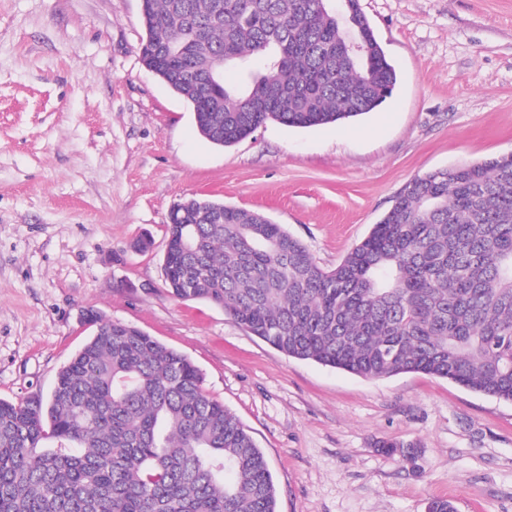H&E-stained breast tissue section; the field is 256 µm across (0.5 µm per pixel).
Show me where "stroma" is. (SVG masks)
Masks as SVG:
<instances>
[{"instance_id":"obj_1","label":"stroma","mask_w":512,"mask_h":512,"mask_svg":"<svg viewBox=\"0 0 512 512\" xmlns=\"http://www.w3.org/2000/svg\"><path fill=\"white\" fill-rule=\"evenodd\" d=\"M361 6L397 72L386 103L221 147L143 66L141 0H0V399L48 394L94 309L201 370L267 457L277 512H512V402L288 357L165 286L181 201L259 212L331 269L410 179L512 152V0Z\"/></svg>"}]
</instances>
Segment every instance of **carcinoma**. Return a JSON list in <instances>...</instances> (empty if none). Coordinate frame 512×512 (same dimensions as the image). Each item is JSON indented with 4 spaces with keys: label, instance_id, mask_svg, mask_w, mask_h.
<instances>
[{
    "label": "carcinoma",
    "instance_id": "cac0c4a2",
    "mask_svg": "<svg viewBox=\"0 0 512 512\" xmlns=\"http://www.w3.org/2000/svg\"><path fill=\"white\" fill-rule=\"evenodd\" d=\"M142 23V61L219 146L269 120L364 115L397 82L359 5L142 0ZM231 69L239 81L222 80ZM166 235L168 292L220 307L288 357L512 401V153L411 179L330 270L283 225L210 199H191ZM86 319L94 334L47 396L0 399V512H277L264 453L192 361Z\"/></svg>",
    "mask_w": 512,
    "mask_h": 512
}]
</instances>
